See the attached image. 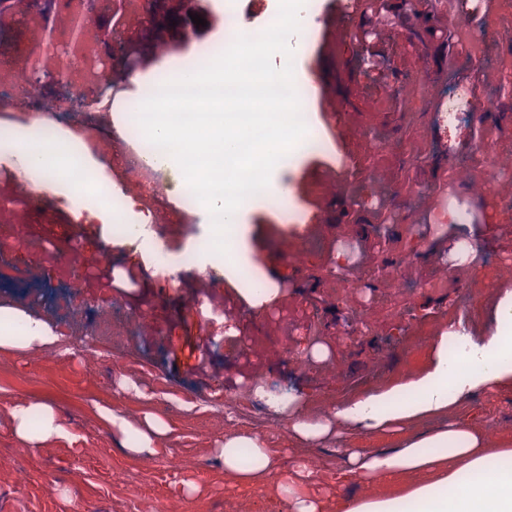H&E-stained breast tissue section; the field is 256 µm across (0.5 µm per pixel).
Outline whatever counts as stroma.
I'll list each match as a JSON object with an SVG mask.
<instances>
[{
  "label": "stroma",
  "mask_w": 512,
  "mask_h": 512,
  "mask_svg": "<svg viewBox=\"0 0 512 512\" xmlns=\"http://www.w3.org/2000/svg\"><path fill=\"white\" fill-rule=\"evenodd\" d=\"M394 2L395 11L361 14L349 35L319 24L301 38L294 74L307 89L304 121L321 147L298 149L275 174L276 201L243 203L232 246L244 260L234 266L211 248L205 207L182 219L178 175L159 197L152 184L128 181L123 158L142 138L116 139L115 157L105 163L77 130L81 112L72 114L59 138L95 162L96 189L79 214L69 206L72 181L53 182L26 227L0 223L11 278L0 285V307L44 319L57 335L86 347L50 363L42 348L0 347V512H129L131 503L147 510L158 501L170 512H253L258 497L265 512H286L275 483L225 480L216 450L231 435L261 438L283 468L298 457L319 459L309 494L363 497L365 484L336 480L346 455L335 439H296L287 414L260 401L225 418V393L242 394L254 384L286 390L324 420L347 400L427 366L431 343L406 348L414 320L435 330L460 322L476 336L494 332L496 288L480 294L470 311L463 298L489 263L512 262V93L503 87L504 73L512 71V0H464L465 22L486 41L478 63L444 35L440 12L419 0ZM272 8L273 0H237L233 22L218 0H157L152 14L143 0H100L96 25L137 42L133 65L115 63L113 112H131L152 82L202 67V47L264 26ZM195 14L205 26H195ZM403 26L411 40L396 39ZM476 77L481 98L494 107L483 119L468 110L442 126V101ZM348 99L353 105L342 122H327L325 110ZM491 139L503 150V172L489 194L480 147ZM349 163L362 177L346 186ZM115 190L165 216L152 248L133 247L91 214ZM460 211L468 222H457ZM466 236L478 251L463 264L451 248ZM159 251L169 262L164 278L155 263ZM101 252L112 256L108 280L88 277L81 294L69 296V282L83 272L79 257ZM203 269L211 270L209 280L199 278ZM131 270L136 280L128 279ZM254 280L273 290L259 305L243 294ZM251 339L266 343V352L247 353ZM307 344L325 346L327 357L304 352ZM126 378L138 383L141 396L123 389ZM22 400L51 404L74 442L36 451L19 440L7 410ZM99 403L136 427L149 414L166 422L156 466L123 450L98 417ZM456 417L493 428V441L512 440V389L476 392ZM440 425L419 418L348 440L358 448H395ZM171 456L187 467L168 470Z\"/></svg>",
  "instance_id": "stroma-1"
}]
</instances>
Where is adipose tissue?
Segmentation results:
<instances>
[{"label": "adipose tissue", "mask_w": 512, "mask_h": 512, "mask_svg": "<svg viewBox=\"0 0 512 512\" xmlns=\"http://www.w3.org/2000/svg\"><path fill=\"white\" fill-rule=\"evenodd\" d=\"M16 149L29 162L65 171L77 185L87 188L92 184V173L75 156H64L53 141H20ZM495 316L496 329L488 336H473L464 327L441 332L434 355L422 371L341 404L334 422L309 418L299 396L291 394L277 403V410L287 414L292 433L314 443L335 424L366 433L422 416L445 419V426L391 450L349 449L347 475L372 486L367 496L339 499L329 506L302 493V486L313 475L308 461L297 458L288 469H278L262 440L251 436L225 438L223 448L218 449L225 477L256 486L276 476L279 490L287 496L288 512H512V443L492 447L475 426L453 418L474 393L512 387L511 288L499 291ZM58 341L45 320L10 307L0 308V347H52ZM97 412L123 435L127 453L135 457L152 455L153 434L165 431L159 418L144 432L133 429L107 405L98 406ZM9 416L17 436L32 448L73 440L47 403H15Z\"/></svg>", "instance_id": "1"}]
</instances>
